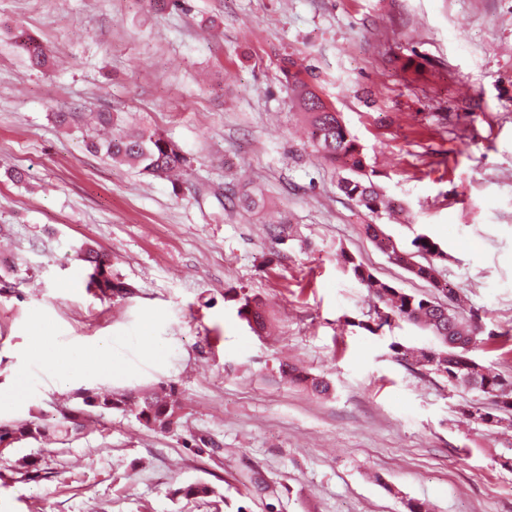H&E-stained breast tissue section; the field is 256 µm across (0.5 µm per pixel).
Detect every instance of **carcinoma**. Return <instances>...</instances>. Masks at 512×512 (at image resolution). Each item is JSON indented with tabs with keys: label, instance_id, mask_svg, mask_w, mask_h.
I'll use <instances>...</instances> for the list:
<instances>
[{
	"label": "carcinoma",
	"instance_id": "1",
	"mask_svg": "<svg viewBox=\"0 0 512 512\" xmlns=\"http://www.w3.org/2000/svg\"><path fill=\"white\" fill-rule=\"evenodd\" d=\"M21 48L32 68H50L51 58L39 42L27 37L21 42ZM293 86L312 129L317 152L338 164L343 172L340 190L371 214L377 215L391 208V202L385 199L367 174L362 149L350 136L338 113L306 82L296 80ZM53 116L58 125L73 126L80 131L87 150L102 152L114 162L137 167L147 176L170 180L189 167V160L174 141L149 128L138 131L123 129L117 112L103 111L96 115L97 124L111 129V135L106 138L99 137L96 130L85 127L80 112H55ZM363 228L379 249L388 251L390 259L416 278L429 283L434 292L406 293L378 279L367 267L343 251L339 254L341 262L352 270L357 281L382 305V309L377 311L376 326L372 327L366 322H360L358 326L373 334L395 321H406L429 331L438 341L436 348L414 350L399 343L391 344L390 348L396 357L412 360L417 369L443 377L451 386L475 390L489 401L487 407L467 405L463 409L464 414L486 424L495 423L511 429L512 377L502 376L474 357L473 352L483 343L476 313L465 311L456 291L437 278L434 260L444 258L440 246L430 237L418 235L412 240L415 252H404L397 249L380 225L365 224ZM415 253L428 255L431 261L418 263L413 260ZM78 257L89 269L87 287L95 288L103 295L123 297L129 294L128 286L113 276L112 264L99 251L85 246L79 249ZM241 301L239 315L247 320L255 332L264 330L265 316L259 300L245 295ZM283 373L315 395L327 396L331 393V384L320 376L303 373L290 365L283 369ZM90 407L129 410L142 425L159 432L171 430L180 420L182 410L171 392L159 394L149 391L137 395L113 392L87 397L83 400V406L67 409L56 418L32 416L18 424H1L0 444L5 442L10 445L15 439L21 442L50 435L67 436L86 427L92 418L88 411Z\"/></svg>",
	"mask_w": 512,
	"mask_h": 512
}]
</instances>
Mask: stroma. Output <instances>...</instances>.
<instances>
[{"instance_id":"stroma-1","label":"stroma","mask_w":512,"mask_h":512,"mask_svg":"<svg viewBox=\"0 0 512 512\" xmlns=\"http://www.w3.org/2000/svg\"><path fill=\"white\" fill-rule=\"evenodd\" d=\"M22 33L52 69L28 67ZM292 72L340 112L393 211L340 190ZM103 110L178 143L179 186L90 154L53 118ZM254 190L265 207L243 212ZM372 223L398 248L441 246L440 279L498 335L476 357L512 376V0H0V387L30 369L0 422L170 385L183 406L166 433L101 410L0 450V512H512V429L463 416L477 392L394 357V342L432 346L427 331L361 327L376 302L339 252L429 290L366 237ZM86 245L131 294L87 290ZM230 289L260 299L263 334ZM147 323L162 356L139 343ZM105 338L127 372L63 384L30 362ZM285 363L330 396L286 382ZM194 482L214 495L185 499Z\"/></svg>"}]
</instances>
